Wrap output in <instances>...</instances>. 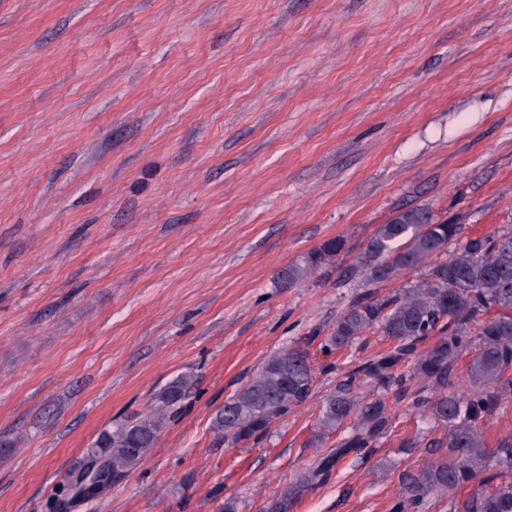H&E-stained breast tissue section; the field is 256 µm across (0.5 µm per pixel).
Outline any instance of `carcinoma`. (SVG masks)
<instances>
[{
	"label": "carcinoma",
	"mask_w": 512,
	"mask_h": 512,
	"mask_svg": "<svg viewBox=\"0 0 512 512\" xmlns=\"http://www.w3.org/2000/svg\"><path fill=\"white\" fill-rule=\"evenodd\" d=\"M461 230L462 225L441 222L426 207L401 211L376 228L354 264L364 289L336 319L323 348L340 350L374 328L393 346L353 369L324 397L315 442L347 425L348 434L285 486L266 512H292L309 488L330 478L340 459L374 447L393 426L394 404L405 400L417 411L430 412L448 427V435L430 442L437 457L407 481L394 512L419 509L431 495L448 498L449 512H512V438L492 449L481 427L512 398V231L459 246ZM343 247L340 239L324 242L303 261L282 269L281 285L300 283ZM413 271L417 280L380 293L379 286ZM493 309L495 315L488 316ZM433 335L434 345L419 349ZM466 354L465 391L455 387L453 378L457 361ZM409 378L420 385L411 394L402 389ZM314 379L303 351L289 348L273 355L226 399L215 414V432L233 444L259 438L272 422L307 402ZM363 381L377 389L376 397L359 395ZM193 385L191 375L178 376L158 395L157 410L100 433L91 444L100 460L92 479L96 490L140 466L166 424V413ZM481 474L486 488L465 500L456 498L462 486Z\"/></svg>",
	"instance_id": "carcinoma-1"
}]
</instances>
